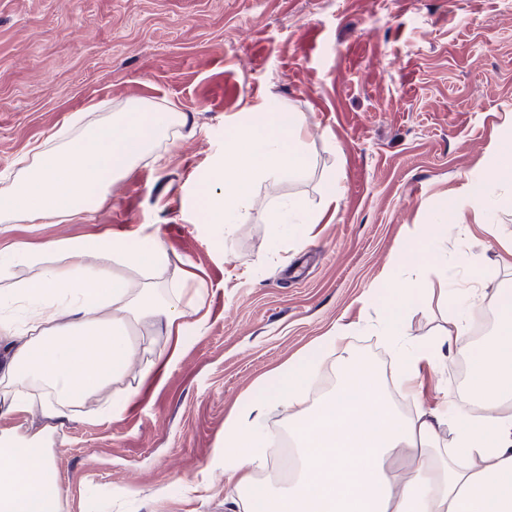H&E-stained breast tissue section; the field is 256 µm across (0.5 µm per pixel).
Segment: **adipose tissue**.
<instances>
[{
    "label": "adipose tissue",
    "instance_id": "1",
    "mask_svg": "<svg viewBox=\"0 0 512 512\" xmlns=\"http://www.w3.org/2000/svg\"><path fill=\"white\" fill-rule=\"evenodd\" d=\"M87 124L63 146L21 156L22 175L0 194V220L24 217L51 222L92 210L129 166L174 125L172 110L138 103ZM300 114L248 128L245 138L224 141L221 195L210 197L205 223L219 228L248 214L253 185L304 172L308 155ZM99 265L80 264L85 253ZM134 267L167 265L160 239L126 247L109 236L48 244L25 255L29 278L11 290L28 306L19 323L0 316V417L40 410L65 423L101 391L120 385L138 347L124 327L127 317L173 329L182 310L148 299L113 275V256ZM426 306L423 288L397 281L387 291L382 332L393 350L389 374L364 362L346 344L345 329L320 337L313 348L286 362L246 399L244 413L224 427L226 499L239 512H512V290L495 300L497 325L480 345L463 348L468 385L480 412L424 407L399 411L392 392L414 394L423 368H437L440 338L410 336L403 312ZM336 352L337 386L312 407L303 402L317 373L316 361ZM121 387V385H120ZM121 387L113 412L133 396ZM291 408L299 451L295 476L261 479L270 467L274 438L259 432L250 412L265 404ZM452 435L443 447L441 434ZM60 479L41 435L0 432V512H61Z\"/></svg>",
    "mask_w": 512,
    "mask_h": 512
}]
</instances>
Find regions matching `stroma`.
Returning <instances> with one entry per match:
<instances>
[{"label": "stroma", "instance_id": "stroma-1", "mask_svg": "<svg viewBox=\"0 0 512 512\" xmlns=\"http://www.w3.org/2000/svg\"><path fill=\"white\" fill-rule=\"evenodd\" d=\"M173 109L185 121L139 158L97 207L75 219L0 223V295L30 276L19 249L107 233L159 237L170 262L115 266L185 313L179 337L134 324L143 348L125 411L66 422L22 412L0 430L45 433L61 477L62 512H230L224 502V425L283 363L337 326L355 353L384 358L378 301L393 279L426 289L408 307L411 335L446 334L456 309L446 290L481 268L492 309L512 284V177L484 184L498 150L512 152V0H0V190L36 145L75 136L70 117L104 120L97 102ZM255 119L302 114L309 158L300 175L256 183L246 220L224 238L203 223L202 198L224 139ZM340 201H327L330 183ZM481 207L455 213L471 193ZM299 200L322 212L306 234L274 238L264 213ZM448 221L415 265L392 255L425 225ZM175 358L138 383L162 349ZM454 351L424 371L419 399L450 397L464 411Z\"/></svg>", "mask_w": 512, "mask_h": 512}]
</instances>
